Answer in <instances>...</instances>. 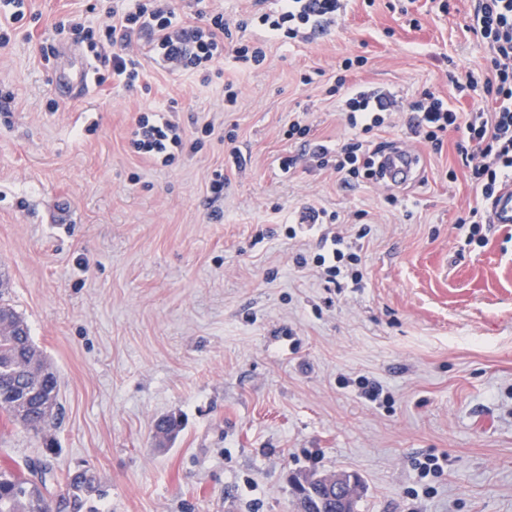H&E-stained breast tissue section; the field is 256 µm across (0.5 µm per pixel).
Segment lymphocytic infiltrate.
Here are the masks:
<instances>
[{
    "label": "lymphocytic infiltrate",
    "mask_w": 512,
    "mask_h": 512,
    "mask_svg": "<svg viewBox=\"0 0 512 512\" xmlns=\"http://www.w3.org/2000/svg\"><path fill=\"white\" fill-rule=\"evenodd\" d=\"M344 0H277L273 9L252 15L251 21L269 38L282 43L307 42L317 32L335 25ZM58 33H71L87 42L89 49L110 46V75H97V83L113 80L133 87L142 76L136 55L141 36H148V52L163 69L188 74L206 73L224 59V41L232 32L223 13H209L205 23L182 18L176 0H127L121 10H112L98 28L68 20L55 26ZM470 30L487 50V64L465 76L449 74L458 96L479 94L483 105L471 112L451 109L443 98L423 92L407 111H400L389 93L347 86L338 79L339 106L350 129L347 142L334 149L311 139L303 117L288 125L289 138L301 140L303 153L318 169L330 170L342 183H375L374 166L386 149L375 141L376 131L403 116L409 134L434 152H441L448 133H456V152L466 168L475 198L459 211L456 222L468 226L470 238L485 243L483 226L488 209L504 187L512 182V0H474ZM134 153L154 163L172 165L178 153L196 152L202 143L190 139L176 119L158 112L141 114L130 132ZM341 234L330 237L331 247L317 254L316 266L325 281L339 284L359 280L360 256L344 251Z\"/></svg>",
    "instance_id": "f902f5d3"
}]
</instances>
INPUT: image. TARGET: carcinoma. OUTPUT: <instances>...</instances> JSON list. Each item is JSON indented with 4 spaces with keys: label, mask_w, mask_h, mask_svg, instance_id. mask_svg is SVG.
Listing matches in <instances>:
<instances>
[{
    "label": "carcinoma",
    "mask_w": 512,
    "mask_h": 512,
    "mask_svg": "<svg viewBox=\"0 0 512 512\" xmlns=\"http://www.w3.org/2000/svg\"><path fill=\"white\" fill-rule=\"evenodd\" d=\"M57 387L56 373L36 349L24 320L0 297V410L40 434L57 404ZM181 426L180 419L168 416L157 424V437L170 439ZM55 481L65 490L51 502ZM98 492V479L89 469L57 477L47 465L36 471L32 462L19 469L0 468V512H91L90 500Z\"/></svg>",
    "instance_id": "carcinoma-1"
}]
</instances>
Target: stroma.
Masks as SVG:
<instances>
[{
  "mask_svg": "<svg viewBox=\"0 0 512 512\" xmlns=\"http://www.w3.org/2000/svg\"><path fill=\"white\" fill-rule=\"evenodd\" d=\"M392 2L351 0L309 43L266 39L257 68L225 40L208 83L145 57L134 87L65 101L53 73L92 54L68 41L46 60L40 48L62 17L96 26L113 0H31L37 20L0 46V275L57 374L59 409L39 435L0 412V467L91 468L107 491L96 512H294V478L309 471L357 475L355 512H512V224L490 225L482 247L457 226L475 193L456 134L438 154L417 145L421 179L394 206L380 186L279 167L298 152L286 135L297 115L316 140L346 142L329 94L340 77L403 104L427 89L455 111L475 107L446 78L486 63L471 0L447 14L439 0L406 15ZM359 56L366 65L344 69ZM172 106L189 137L207 121L215 130L162 168L127 136L141 113ZM311 206L353 236L361 283L330 287L297 264L325 231L289 238V219ZM360 376L384 400L366 399ZM171 413L184 427L159 442L155 423ZM429 455L441 473L421 475Z\"/></svg>",
  "mask_w": 512,
  "mask_h": 512,
  "instance_id": "1",
  "label": "stroma"
}]
</instances>
